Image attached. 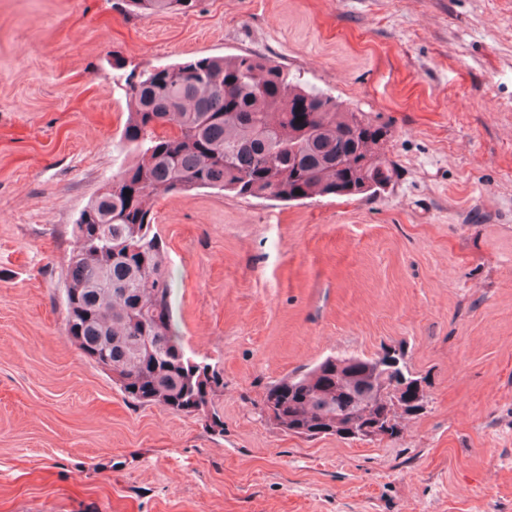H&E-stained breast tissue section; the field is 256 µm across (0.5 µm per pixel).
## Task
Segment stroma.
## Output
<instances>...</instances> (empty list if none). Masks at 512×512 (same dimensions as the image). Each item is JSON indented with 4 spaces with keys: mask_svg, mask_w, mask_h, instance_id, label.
<instances>
[{
    "mask_svg": "<svg viewBox=\"0 0 512 512\" xmlns=\"http://www.w3.org/2000/svg\"><path fill=\"white\" fill-rule=\"evenodd\" d=\"M267 54L395 131L394 182L163 195L174 318L223 426L127 398L64 334L79 211L127 153L115 69ZM124 68V69H125ZM402 354L397 435L306 438L268 386ZM0 512H512V0H0ZM126 11L137 16L160 12L187 13L197 6L198 0H123Z\"/></svg>",
    "mask_w": 512,
    "mask_h": 512,
    "instance_id": "stroma-1",
    "label": "stroma"
}]
</instances>
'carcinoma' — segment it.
<instances>
[{"label":"carcinoma","instance_id":"1","mask_svg":"<svg viewBox=\"0 0 512 512\" xmlns=\"http://www.w3.org/2000/svg\"><path fill=\"white\" fill-rule=\"evenodd\" d=\"M124 2L148 16L187 13L198 0ZM124 86L121 139L136 158L75 219L85 230L72 234L62 272L64 333L95 364L106 353L127 398L174 413L206 410L219 378L173 328L155 199L211 189L290 203L380 191L397 175L386 153L393 130L254 51L132 70ZM388 359L327 356L271 384L263 409L306 437L335 434L338 418L393 436L398 405L379 382Z\"/></svg>","mask_w":512,"mask_h":512}]
</instances>
